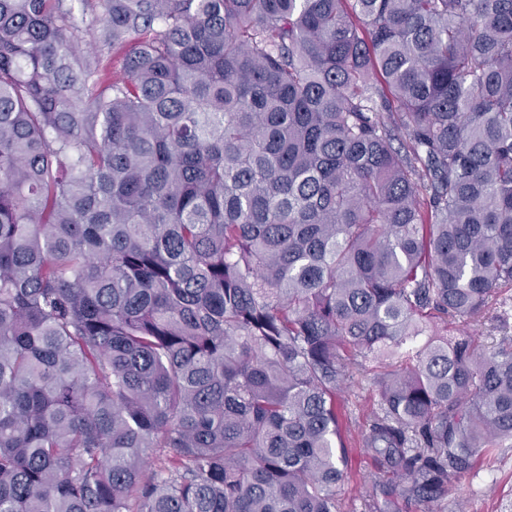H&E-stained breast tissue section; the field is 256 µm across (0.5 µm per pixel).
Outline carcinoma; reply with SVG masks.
<instances>
[{
	"mask_svg": "<svg viewBox=\"0 0 512 512\" xmlns=\"http://www.w3.org/2000/svg\"><path fill=\"white\" fill-rule=\"evenodd\" d=\"M0 0V512H442L512 441V0ZM127 49L120 72L105 53ZM502 308L498 305L493 306L481 319V322L473 329H477V332L483 336L484 343L488 349H492V346L497 342L499 336H502L504 332H508L512 335V301L511 308L508 311V315H503L501 312ZM366 382L344 389L337 397L338 411L342 415L343 436L348 455V465L353 478L338 490L344 512H365L363 501L366 496L365 477L373 468L363 448L354 440V428L363 425L374 408V398Z\"/></svg>",
	"mask_w": 512,
	"mask_h": 512,
	"instance_id": "carcinoma-1",
	"label": "carcinoma"
}]
</instances>
